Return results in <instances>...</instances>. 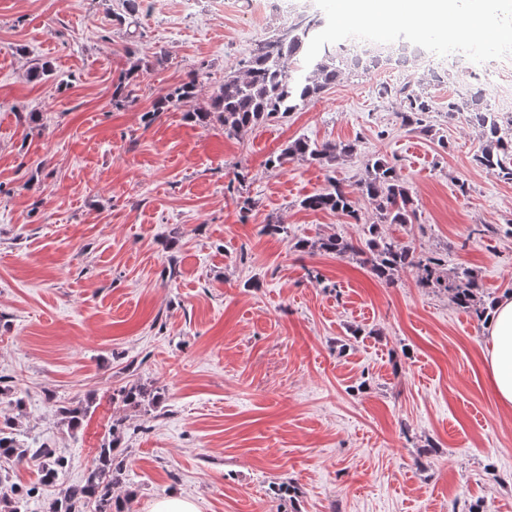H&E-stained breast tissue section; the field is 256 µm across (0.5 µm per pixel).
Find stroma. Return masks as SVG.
Returning a JSON list of instances; mask_svg holds the SVG:
<instances>
[{"instance_id":"35a3bbf8","label":"stroma","mask_w":512,"mask_h":512,"mask_svg":"<svg viewBox=\"0 0 512 512\" xmlns=\"http://www.w3.org/2000/svg\"><path fill=\"white\" fill-rule=\"evenodd\" d=\"M122 0H0V385L18 390L23 439L66 460L39 485V458L6 463L50 512L84 481L113 419L128 429L113 494L129 512L175 493L200 512H512V412L491 390L483 322L406 270L385 282L348 258L297 250L378 224L302 209L331 180L356 187L368 159L395 166L418 205L382 235L476 271L487 301L512 297V183L475 160L482 139L448 101L482 90L512 119V37L471 41L433 19L372 29L427 44L422 61L342 76L320 97L239 135L153 113L194 71L198 104L255 43L333 0H142L137 39ZM468 72L438 80L449 57ZM151 60L114 104L130 56ZM54 73L31 81V60ZM423 85L427 131L403 126L380 84ZM38 121H30V113ZM352 141L331 166L266 160L300 138ZM281 222L287 237L264 234ZM139 384L148 412L113 404ZM91 403L70 433L62 408Z\"/></svg>"}]
</instances>
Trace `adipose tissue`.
Masks as SVG:
<instances>
[{
	"instance_id": "obj_1",
	"label": "adipose tissue",
	"mask_w": 512,
	"mask_h": 512,
	"mask_svg": "<svg viewBox=\"0 0 512 512\" xmlns=\"http://www.w3.org/2000/svg\"><path fill=\"white\" fill-rule=\"evenodd\" d=\"M339 23L362 19L370 24L377 20L393 22L391 0H335ZM408 12L416 18L426 14L444 16L457 14L470 37L480 38L486 31L500 29L499 17L494 12L460 13L458 0H409ZM487 330L491 348L487 370L491 388L503 408H512V298L495 302L488 311Z\"/></svg>"
}]
</instances>
